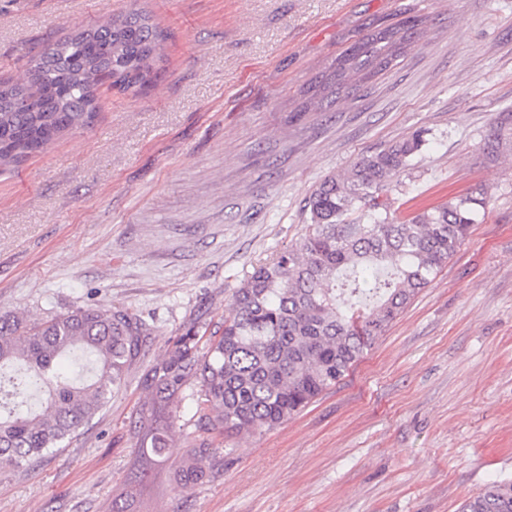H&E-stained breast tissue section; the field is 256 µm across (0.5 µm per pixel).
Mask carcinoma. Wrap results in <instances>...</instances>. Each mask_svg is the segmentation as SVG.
<instances>
[{"label": "carcinoma", "instance_id": "carcinoma-1", "mask_svg": "<svg viewBox=\"0 0 512 512\" xmlns=\"http://www.w3.org/2000/svg\"><path fill=\"white\" fill-rule=\"evenodd\" d=\"M426 23L408 15L345 49L303 90V109L330 106L390 71ZM164 42L152 17L133 9L44 46L21 76L0 84V167L93 124L104 83L150 87ZM422 145L414 134L324 178L307 202L305 236L253 268L222 330L189 325L143 373L146 400L133 420L140 469L112 512H142L139 487L173 445L171 410L188 385L197 387L203 433L189 442L175 480L192 488L208 477L203 462L221 452L210 435L271 430L300 413L435 279L486 199L468 193L392 216L389 185ZM146 336V322L119 307H80L33 324L0 315V464L27 466L63 447L122 389ZM459 512H512V476L489 483Z\"/></svg>", "mask_w": 512, "mask_h": 512}]
</instances>
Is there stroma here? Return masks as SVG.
I'll return each instance as SVG.
<instances>
[{"mask_svg": "<svg viewBox=\"0 0 512 512\" xmlns=\"http://www.w3.org/2000/svg\"><path fill=\"white\" fill-rule=\"evenodd\" d=\"M133 7L167 35L157 84L100 86L92 126L0 172V314L123 307L152 334L65 448L0 467V512H110L135 479L143 372L191 323L220 327L253 268L300 242L325 176L416 132L396 214L481 189L483 220L339 385L225 436L192 488L174 478L200 432L181 400L145 507L458 512L512 476V0H0V82ZM409 10L429 22L397 67L301 112L336 55Z\"/></svg>", "mask_w": 512, "mask_h": 512, "instance_id": "35a3bbf8", "label": "stroma"}]
</instances>
